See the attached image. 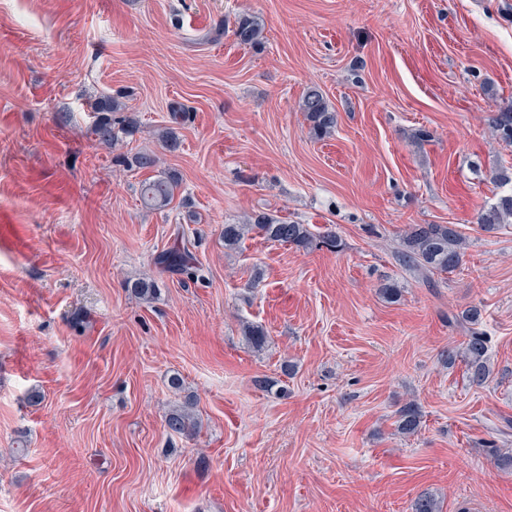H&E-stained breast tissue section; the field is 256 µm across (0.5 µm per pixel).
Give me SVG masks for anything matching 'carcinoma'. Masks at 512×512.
<instances>
[{"mask_svg": "<svg viewBox=\"0 0 512 512\" xmlns=\"http://www.w3.org/2000/svg\"><path fill=\"white\" fill-rule=\"evenodd\" d=\"M263 29L259 20L250 15L237 18L234 34L243 45H253L262 39ZM300 110L309 123L311 133L317 138L330 134L336 127V112L332 110L322 92L316 88L309 89L300 102ZM99 112L92 133L105 143L117 144L118 136L115 124L132 125L133 121L123 117L112 118L115 112L124 111V106L110 96H102L95 104ZM488 125L492 133L507 144H512V110L496 112L489 116ZM493 183L500 192L494 201L482 208L478 224L487 231H494L512 224V165L500 166L493 174ZM178 180L171 176L158 177L142 184L141 198L145 205L162 209L174 200ZM256 231L266 240L293 245L307 249L315 241L314 234L306 224L283 221L258 214L246 224L224 225V247L235 250L240 247L246 233ZM469 247V241L455 224H410L402 238V249L396 253L399 265L417 271L425 280L431 279L433 273H452L458 270ZM156 264L164 269L179 274L188 280L199 278V266L188 247H178L161 253ZM481 310L471 306L456 318L458 324L465 327L464 357L470 368L471 381L477 385L486 382L489 376L487 356L489 338L484 331L475 328L479 324ZM194 400L188 398L174 406L165 417L167 429L175 434H186L194 430L197 419ZM421 425V415L413 404L403 406L399 411L398 429L403 434H415Z\"/></svg>", "mask_w": 512, "mask_h": 512, "instance_id": "cac0c4a2", "label": "carcinoma"}]
</instances>
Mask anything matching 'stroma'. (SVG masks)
Instances as JSON below:
<instances>
[{
    "label": "stroma",
    "instance_id": "stroma-1",
    "mask_svg": "<svg viewBox=\"0 0 512 512\" xmlns=\"http://www.w3.org/2000/svg\"><path fill=\"white\" fill-rule=\"evenodd\" d=\"M104 94L139 126L115 145L91 133ZM511 108L512 0H0V213L26 233L0 239V512H512V227L477 222L512 163L488 118ZM262 212L341 246L225 249ZM411 224L458 225L461 268H401ZM182 238L200 281L155 264ZM474 305L480 386L448 322ZM189 396L198 429L170 433ZM263 29L259 20L250 15L239 16L236 20L234 34L240 44L253 45L262 39ZM299 107L316 138L329 135L336 127V112L317 88H311L305 93ZM178 188L179 182L175 177H158L142 184L141 198L146 206L154 209L166 208L173 202Z\"/></svg>",
    "mask_w": 512,
    "mask_h": 512
}]
</instances>
